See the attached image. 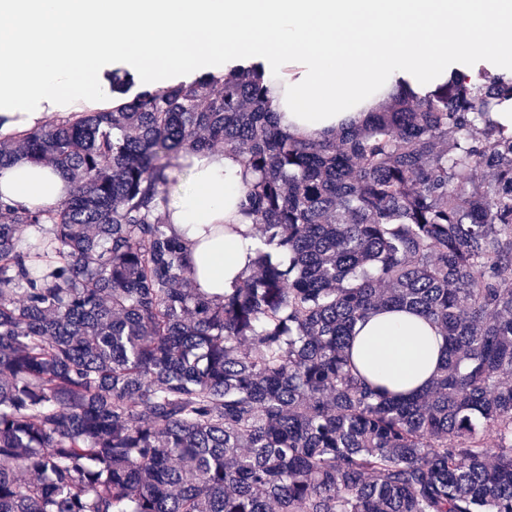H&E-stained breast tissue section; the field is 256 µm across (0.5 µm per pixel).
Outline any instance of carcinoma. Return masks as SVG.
Listing matches in <instances>:
<instances>
[{
	"mask_svg": "<svg viewBox=\"0 0 512 512\" xmlns=\"http://www.w3.org/2000/svg\"><path fill=\"white\" fill-rule=\"evenodd\" d=\"M512 79L405 91L298 140L250 73L143 89L23 134L71 183L0 203V512H512ZM258 174L265 249L218 300L158 203L171 155ZM51 238L21 243L24 229ZM446 339L380 393L350 350L378 308ZM491 429L487 436L485 429Z\"/></svg>",
	"mask_w": 512,
	"mask_h": 512,
	"instance_id": "carcinoma-1",
	"label": "carcinoma"
}]
</instances>
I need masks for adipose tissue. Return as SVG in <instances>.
Returning a JSON list of instances; mask_svg holds the SVG:
<instances>
[{
  "label": "adipose tissue",
  "mask_w": 512,
  "mask_h": 512,
  "mask_svg": "<svg viewBox=\"0 0 512 512\" xmlns=\"http://www.w3.org/2000/svg\"><path fill=\"white\" fill-rule=\"evenodd\" d=\"M123 58L159 89L258 64L280 125L307 140L362 125L399 87L422 96L477 61L511 69L512 0H0V139L48 125L54 106L114 101L101 72ZM179 163L188 187L162 218L196 287L231 292L257 256V229L240 214L255 175L229 151H184ZM67 192L49 165L0 169L12 206L52 209ZM444 348L431 320L381 309L357 322L352 355L371 381L410 393L430 385Z\"/></svg>",
  "instance_id": "obj_1"
}]
</instances>
